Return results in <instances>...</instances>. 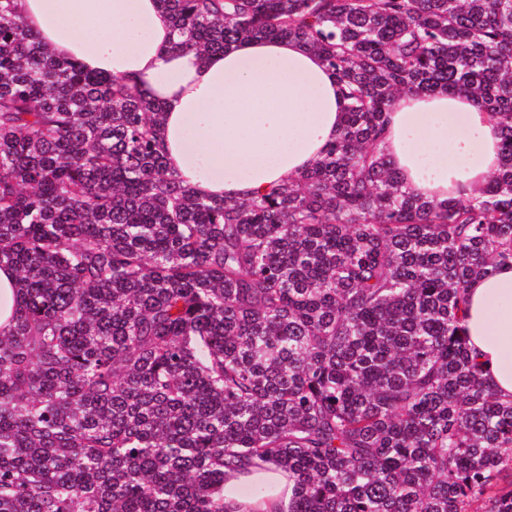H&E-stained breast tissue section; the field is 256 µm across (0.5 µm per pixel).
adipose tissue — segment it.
I'll list each match as a JSON object with an SVG mask.
<instances>
[{
  "label": "adipose tissue",
  "instance_id": "1",
  "mask_svg": "<svg viewBox=\"0 0 512 512\" xmlns=\"http://www.w3.org/2000/svg\"><path fill=\"white\" fill-rule=\"evenodd\" d=\"M56 55L116 77L164 108L167 164L195 192L244 199L309 168L344 124L335 74L288 39L245 40L201 56L172 45L158 0H18ZM384 148L405 185L437 202L482 188L500 164L495 124L462 94L404 95ZM465 326L490 384L512 395V267L467 290Z\"/></svg>",
  "mask_w": 512,
  "mask_h": 512
}]
</instances>
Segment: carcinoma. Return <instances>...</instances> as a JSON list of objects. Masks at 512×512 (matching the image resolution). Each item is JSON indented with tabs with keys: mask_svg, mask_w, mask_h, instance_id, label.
<instances>
[{
	"mask_svg": "<svg viewBox=\"0 0 512 512\" xmlns=\"http://www.w3.org/2000/svg\"><path fill=\"white\" fill-rule=\"evenodd\" d=\"M174 47L289 38L343 85L308 170L243 200L165 160L159 102L52 54L0 0V512H512V396L464 328L512 265V0H160ZM458 93L501 165L444 202L382 147L394 99ZM20 301V292L14 271L8 266L0 267V333H8L13 311ZM271 467L275 471H270L262 476L269 484L276 485L279 490L286 489L281 499V509L283 512H288L293 506V481H288V474L280 468L273 465Z\"/></svg>",
	"mask_w": 512,
	"mask_h": 512,
	"instance_id": "cac0c4a2",
	"label": "carcinoma"
}]
</instances>
